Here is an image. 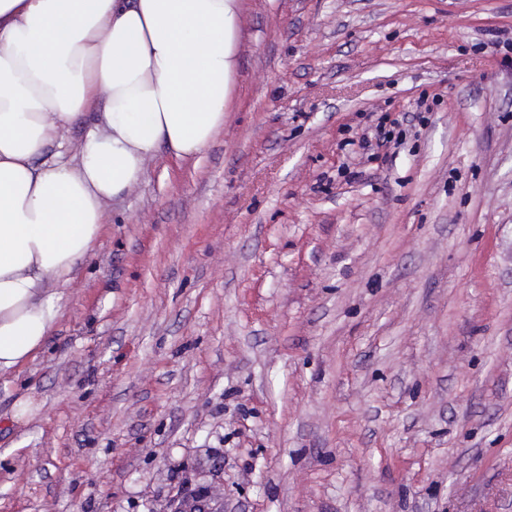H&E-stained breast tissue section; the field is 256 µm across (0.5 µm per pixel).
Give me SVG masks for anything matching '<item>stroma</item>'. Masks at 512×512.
Masks as SVG:
<instances>
[{
  "label": "stroma",
  "instance_id": "obj_1",
  "mask_svg": "<svg viewBox=\"0 0 512 512\" xmlns=\"http://www.w3.org/2000/svg\"><path fill=\"white\" fill-rule=\"evenodd\" d=\"M512 0H239L0 376V512H512Z\"/></svg>",
  "mask_w": 512,
  "mask_h": 512
}]
</instances>
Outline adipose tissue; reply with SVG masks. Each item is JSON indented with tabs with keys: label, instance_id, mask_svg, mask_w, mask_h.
<instances>
[{
	"label": "adipose tissue",
	"instance_id": "obj_1",
	"mask_svg": "<svg viewBox=\"0 0 512 512\" xmlns=\"http://www.w3.org/2000/svg\"><path fill=\"white\" fill-rule=\"evenodd\" d=\"M238 0H0V374L44 346L106 204L224 126ZM88 123L77 161L48 149Z\"/></svg>",
	"mask_w": 512,
	"mask_h": 512
}]
</instances>
